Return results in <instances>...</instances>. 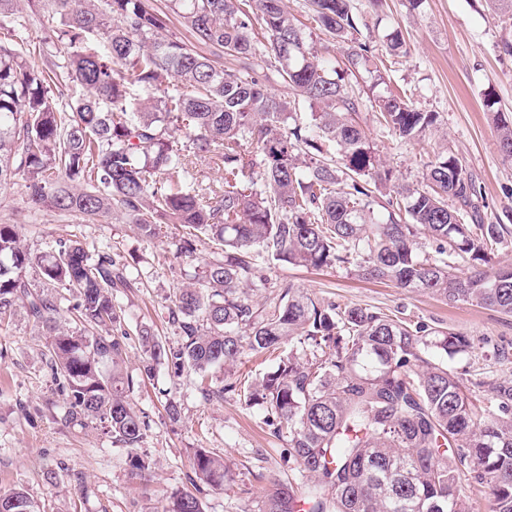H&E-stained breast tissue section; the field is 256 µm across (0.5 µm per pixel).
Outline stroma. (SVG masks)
<instances>
[{"instance_id": "obj_1", "label": "stroma", "mask_w": 512, "mask_h": 512, "mask_svg": "<svg viewBox=\"0 0 512 512\" xmlns=\"http://www.w3.org/2000/svg\"><path fill=\"white\" fill-rule=\"evenodd\" d=\"M358 19L359 41L369 44L371 60L349 77L363 97L403 93L413 107L438 115L421 140L407 141L380 125L372 108L354 116L392 173L393 184L419 183L435 153L456 157L479 190L486 222L505 225L509 243L490 263L512 264V162L498 152L487 100L512 113V21L487 0H350ZM288 9L303 24L305 41L315 52H328L330 66L342 67L341 43H328L311 23L308 0H288ZM399 34L400 55H392L387 37ZM383 83H376V75ZM0 223L18 225L27 246L46 252L57 243L79 238L90 252L120 258L133 288L117 300L125 312L128 341L125 371L138 376L142 352L133 334L138 325L153 328L168 344L179 337L167 321L177 289L193 284L204 262L217 258L214 245L198 244L195 254L177 256V232L162 229L147 237L123 218L94 221L64 217L45 208L30 212L24 178L0 188ZM309 290L320 300L343 307L357 304L404 318L412 325L469 336L475 348L453 357L435 355L469 383L487 372L498 381L512 380V316L476 304L449 303L424 292L358 280L343 267L322 270L281 265L252 288L256 302L268 301L287 286ZM47 336L24 308H17L8 327L0 329V491L25 489L39 512H159L175 489L189 488L188 454L194 448H220L234 482L229 489H209L202 496L205 512H239L241 491L262 495L285 478L286 440L276 438L258 408L245 406L239 395L256 375L272 370L278 353L244 356L230 375L238 389L222 399L206 400L194 376L175 377L160 368L155 379L135 387L131 403L144 416L148 431L143 451L153 462L149 474L132 475L125 449L99 429L65 425L58 413L63 400L55 391L44 355ZM182 405V419L171 423L162 407V391ZM55 481H47L48 472Z\"/></svg>"}]
</instances>
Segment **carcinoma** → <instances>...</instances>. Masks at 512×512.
I'll list each match as a JSON object with an SVG mask.
<instances>
[{
    "label": "carcinoma",
    "mask_w": 512,
    "mask_h": 512,
    "mask_svg": "<svg viewBox=\"0 0 512 512\" xmlns=\"http://www.w3.org/2000/svg\"><path fill=\"white\" fill-rule=\"evenodd\" d=\"M20 1L48 31L39 64L27 61ZM311 5L318 29L348 41L351 67L369 61L370 47L352 37L347 0ZM173 16L193 40L172 30ZM226 56L244 63L226 69ZM274 74L292 100L271 95ZM302 101L317 111L298 112ZM362 106L306 48L286 0H0V187L21 173L34 212L85 221L115 212L149 236L163 224L180 227L187 251L202 238L224 249L199 286L174 296L177 346L147 326L137 330L141 377L165 365L198 376L203 398H222L236 384L213 385L215 367L296 344L246 393L288 435V479L242 512H296L299 501L308 512H469L458 489L464 472L487 490L490 512H512V381L492 383L490 412L479 399L485 378L466 388L426 358L432 349L466 353L470 337L324 304L291 285L261 306L247 292L267 280L257 265L265 257L273 266H343L364 280L512 315V266L485 269L505 245L503 227L484 222L475 182L454 156L435 155L422 187L388 188V218L373 221L374 193L391 172L352 119ZM373 107L409 140L437 120L392 94ZM487 108L498 150L512 161V118ZM202 158L223 180L187 185ZM421 234L436 257L419 254ZM449 249L466 272L441 258ZM30 270L41 288L27 279ZM58 286L74 300L66 322L49 292ZM132 287L107 252L94 257L69 239L34 253L17 225L0 224V326L17 302L25 305L49 336L45 356L65 423L110 434L141 475L151 469L139 453L148 424L129 403L135 382L122 371L128 336L114 297ZM190 461L204 485L233 482L213 449H195ZM0 512L38 510L14 488L0 492ZM162 512L204 506L177 490Z\"/></svg>",
    "instance_id": "1"
}]
</instances>
